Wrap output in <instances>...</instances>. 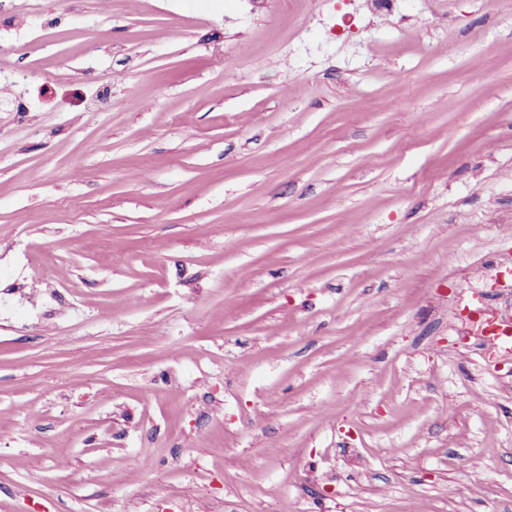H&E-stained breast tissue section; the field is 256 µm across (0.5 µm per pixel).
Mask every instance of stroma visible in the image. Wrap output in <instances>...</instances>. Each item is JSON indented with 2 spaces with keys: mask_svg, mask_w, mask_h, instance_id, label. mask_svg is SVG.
I'll use <instances>...</instances> for the list:
<instances>
[{
  "mask_svg": "<svg viewBox=\"0 0 512 512\" xmlns=\"http://www.w3.org/2000/svg\"><path fill=\"white\" fill-rule=\"evenodd\" d=\"M512 0H0V512H512ZM485 341L502 350L505 353H512V321L492 324L486 328L484 333Z\"/></svg>",
  "mask_w": 512,
  "mask_h": 512,
  "instance_id": "35a3bbf8",
  "label": "stroma"
}]
</instances>
